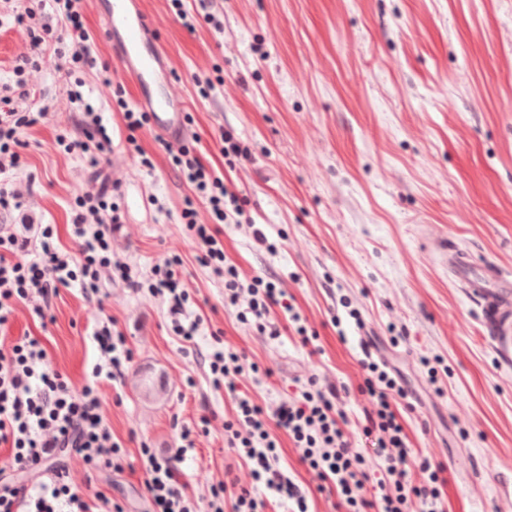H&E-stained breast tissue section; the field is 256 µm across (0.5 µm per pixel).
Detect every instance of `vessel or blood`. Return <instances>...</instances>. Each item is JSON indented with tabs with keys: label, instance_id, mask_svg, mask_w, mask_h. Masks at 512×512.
<instances>
[{
	"label": "vessel or blood",
	"instance_id": "b4317fda",
	"mask_svg": "<svg viewBox=\"0 0 512 512\" xmlns=\"http://www.w3.org/2000/svg\"><path fill=\"white\" fill-rule=\"evenodd\" d=\"M150 32L151 23L139 6L130 5L129 0H107L103 35L137 82L139 102L147 108L152 127L176 140L183 134L184 115L176 111L174 100L151 89L160 54L146 48ZM448 262L457 279L480 303L483 316L499 341L501 356L512 361V278L495 266L454 251L449 252Z\"/></svg>",
	"mask_w": 512,
	"mask_h": 512
}]
</instances>
